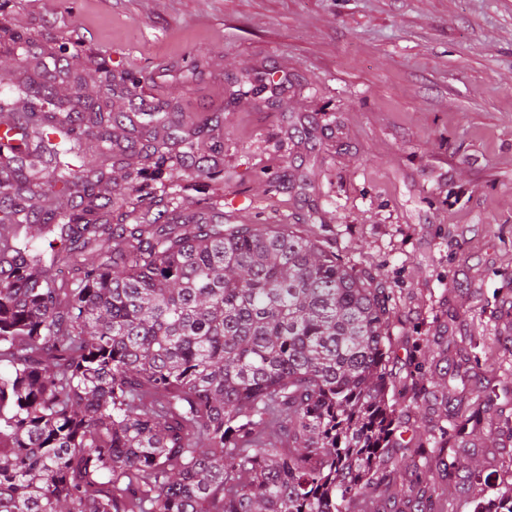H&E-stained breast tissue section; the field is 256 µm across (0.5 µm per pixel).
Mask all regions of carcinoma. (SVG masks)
<instances>
[{"label":"carcinoma","instance_id":"obj_1","mask_svg":"<svg viewBox=\"0 0 512 512\" xmlns=\"http://www.w3.org/2000/svg\"><path fill=\"white\" fill-rule=\"evenodd\" d=\"M15 96L29 107L0 151V512H366L370 490L443 512L450 485L393 488L422 476L389 405L386 289L295 224L171 222L182 177L220 176L195 139L141 145L131 188L168 189L135 212L106 172L125 113L58 98L49 71ZM92 139L98 162L74 168ZM441 398L456 440L417 453L446 467L491 396ZM498 479L476 512H512V456Z\"/></svg>","mask_w":512,"mask_h":512}]
</instances>
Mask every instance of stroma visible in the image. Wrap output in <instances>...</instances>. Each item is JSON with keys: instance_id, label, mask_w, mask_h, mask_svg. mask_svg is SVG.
Wrapping results in <instances>:
<instances>
[{"instance_id": "1", "label": "stroma", "mask_w": 512, "mask_h": 512, "mask_svg": "<svg viewBox=\"0 0 512 512\" xmlns=\"http://www.w3.org/2000/svg\"><path fill=\"white\" fill-rule=\"evenodd\" d=\"M27 58L6 52L11 33ZM96 66H88V48ZM64 51L60 96L207 124L221 179L191 184L183 218L320 228L325 248L392 296L388 394L415 438L449 422L412 386L471 384L493 348L494 388L512 406V0H0V75L21 80ZM145 116L117 132L111 171L140 159ZM479 333L478 348L458 337ZM491 437L460 458L445 512L492 497Z\"/></svg>"}]
</instances>
